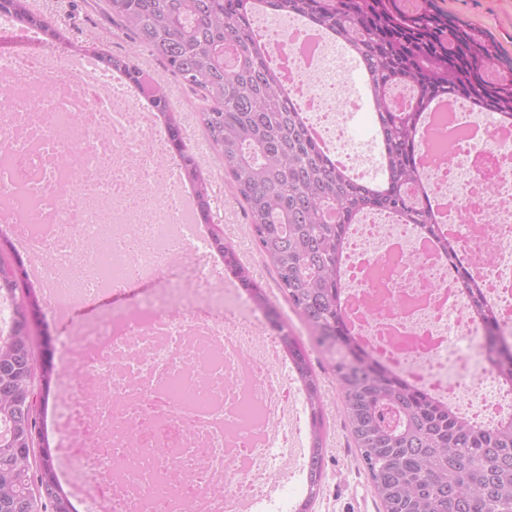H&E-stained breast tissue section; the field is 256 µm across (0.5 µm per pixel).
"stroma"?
Masks as SVG:
<instances>
[{"instance_id":"stroma-1","label":"stroma","mask_w":512,"mask_h":512,"mask_svg":"<svg viewBox=\"0 0 512 512\" xmlns=\"http://www.w3.org/2000/svg\"><path fill=\"white\" fill-rule=\"evenodd\" d=\"M449 14L482 28L498 42L503 54L512 58V0H438ZM32 8L50 18L64 33L65 43L43 38L45 46L64 51L66 43L94 45L105 52L122 55L132 42L104 12L103 0H30ZM138 62L147 78L164 83L185 141L194 153L203 173L210 179L211 222L226 242L249 267L255 281L265 289L272 305L288 331L305 346L317 373L326 417V452L322 491L312 512H380L381 506L367 479L349 431L339 414L340 393L325 356L313 344L301 317L288 304L277 284L271 263L259 253L249 231V217L244 201L236 194L224 173L217 149L209 141L199 118L200 102L180 80L174 78L147 50H140ZM136 291L78 304L68 321H59L53 307L43 304L42 313L54 340L78 335L87 323L115 309L135 305Z\"/></svg>"}]
</instances>
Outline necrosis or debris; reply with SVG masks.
I'll list each match as a JSON object with an SVG mask.
<instances>
[{
  "mask_svg": "<svg viewBox=\"0 0 512 512\" xmlns=\"http://www.w3.org/2000/svg\"><path fill=\"white\" fill-rule=\"evenodd\" d=\"M287 52L295 99L332 152L351 165L356 101L341 87L332 47L304 37ZM81 55L32 50L0 60L12 98L0 105V228L30 256L29 272L61 309L137 285L158 284L62 343L80 359L53 416L78 423L72 463L112 512H241L291 483L303 496L304 446L293 445L305 404L277 337L250 297L217 295L200 224L176 229L186 184L158 164L165 140L131 87ZM37 101L38 116L26 105ZM451 154L434 152L436 130ZM427 176L461 234L458 259L481 277L505 339L512 340V131L480 121L469 104L423 132ZM354 224L347 300L377 359L474 420L512 412L481 353L454 268L434 257L413 225Z\"/></svg>",
  "mask_w": 512,
  "mask_h": 512,
  "instance_id": "obj_1",
  "label": "necrosis or debris"
}]
</instances>
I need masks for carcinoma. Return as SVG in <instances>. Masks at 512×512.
<instances>
[{"mask_svg": "<svg viewBox=\"0 0 512 512\" xmlns=\"http://www.w3.org/2000/svg\"><path fill=\"white\" fill-rule=\"evenodd\" d=\"M105 0L133 42L160 58L201 101L200 120L224 161V173L249 212L260 254L303 319L314 345L331 361L341 414L360 453L382 512H512V416L477 424L447 402L386 369L345 318V244L352 224L368 212L392 214L440 245L458 274L470 312L497 342L499 323L483 284L457 260L456 244L440 230L421 173L422 115L452 96L512 124V60L488 34L442 10L436 0ZM295 19L333 35L368 75L367 97L381 131L382 188L354 178L311 137L303 112L270 65V41L258 38L255 13ZM0 13L42 31L62 34L30 8V0H0ZM135 87L145 76L135 54L117 56L75 48ZM413 90L397 108L392 95ZM170 153L191 185L200 222L211 219L208 180L188 148L165 86L148 87ZM210 246L224 268L265 312L288 351L310 415L308 486L295 512H312L322 485L325 412L320 380L309 356L285 332L279 314L236 251L224 239ZM12 303V323L0 335V512H77L43 459L51 448L38 426L54 373L51 338L36 356L26 330L36 296L23 259L0 237V297ZM360 356L350 361L338 350ZM512 388V351L494 362Z\"/></svg>", "mask_w": 512, "mask_h": 512, "instance_id": "obj_1", "label": "carcinoma"}]
</instances>
